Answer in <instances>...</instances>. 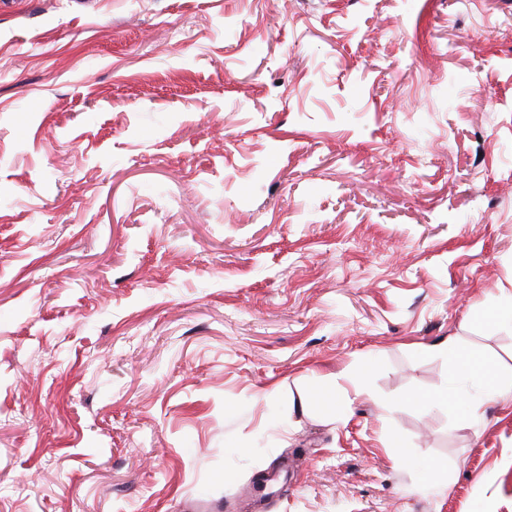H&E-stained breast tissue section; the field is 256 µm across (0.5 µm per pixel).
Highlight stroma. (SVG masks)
Returning a JSON list of instances; mask_svg holds the SVG:
<instances>
[{"mask_svg": "<svg viewBox=\"0 0 512 512\" xmlns=\"http://www.w3.org/2000/svg\"><path fill=\"white\" fill-rule=\"evenodd\" d=\"M511 292L512 0H0V512H512ZM457 366L459 374L462 376L482 375L485 378L486 390L490 397L512 399V385L509 387H503L492 383L491 378L488 377L491 373V369L487 365L483 366V364H478V362L471 356H462L460 357ZM477 366H479L480 371L475 370Z\"/></svg>", "mask_w": 512, "mask_h": 512, "instance_id": "35a3bbf8", "label": "stroma"}]
</instances>
